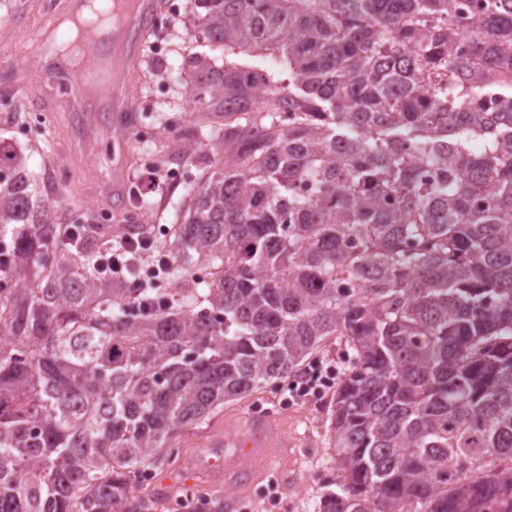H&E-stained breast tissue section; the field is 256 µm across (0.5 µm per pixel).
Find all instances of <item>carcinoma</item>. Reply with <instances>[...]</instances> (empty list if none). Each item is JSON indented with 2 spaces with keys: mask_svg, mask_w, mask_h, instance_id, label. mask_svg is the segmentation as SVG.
<instances>
[{
  "mask_svg": "<svg viewBox=\"0 0 512 512\" xmlns=\"http://www.w3.org/2000/svg\"><path fill=\"white\" fill-rule=\"evenodd\" d=\"M190 2L224 62L184 60L198 116L170 160L218 159L170 236L63 223L0 137V512H145L135 478L177 432L332 337L319 512H512V102L485 111L512 95V0ZM141 245L220 278L152 288ZM99 273L104 277L112 279H124L125 271L128 267V261L125 259L124 252H108L102 254L97 261Z\"/></svg>",
  "mask_w": 512,
  "mask_h": 512,
  "instance_id": "carcinoma-1",
  "label": "carcinoma"
}]
</instances>
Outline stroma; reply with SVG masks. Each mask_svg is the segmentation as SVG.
I'll use <instances>...</instances> for the list:
<instances>
[{"label": "stroma", "instance_id": "obj_1", "mask_svg": "<svg viewBox=\"0 0 512 512\" xmlns=\"http://www.w3.org/2000/svg\"><path fill=\"white\" fill-rule=\"evenodd\" d=\"M11 0H0V49L26 56L25 66L0 62V98L23 104L27 114L43 117L40 133L50 144L49 156L32 152L34 135L18 133V123L0 106V136L11 139L18 147L29 150L28 166L35 174L51 169L63 179L67 191L52 206L71 220H79L86 211H107L113 223H125L135 216L138 223L161 226L172 218V201L181 189L171 184L167 171L154 167L159 189L148 195L143 207H136L135 195L143 172L138 162L135 131L114 126L108 99L102 92L89 95L59 92V75L46 63L48 47L54 33L46 29L48 13H59L61 0H25L24 9L12 12ZM120 176L124 196L103 191L113 176ZM266 404V412L284 432L287 447L267 449L264 456L249 467L254 479L246 485L226 482L224 474L204 466L211 445L223 439L228 427L241 428L252 414L255 402ZM328 399L305 404H283L270 399L262 390L235 401L224 403L193 429L177 433L173 444L180 453L175 462L152 472L153 483L171 497H178L189 483L205 482L219 498L247 501L249 512H315L320 498L333 490L337 477L336 453L329 445L330 411Z\"/></svg>", "mask_w": 512, "mask_h": 512}]
</instances>
